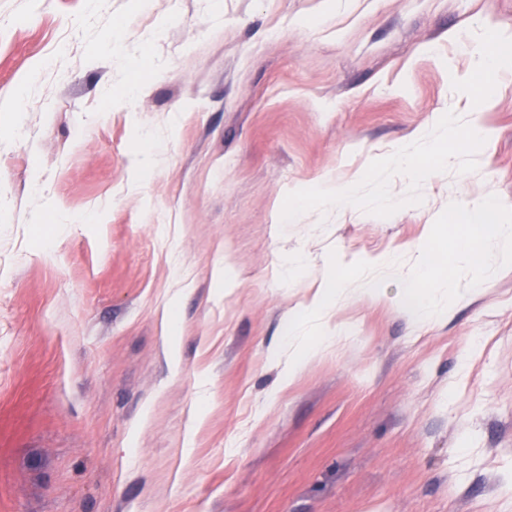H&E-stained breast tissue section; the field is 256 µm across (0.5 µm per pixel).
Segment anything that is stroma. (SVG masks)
I'll use <instances>...</instances> for the list:
<instances>
[{"label": "stroma", "mask_w": 512, "mask_h": 512, "mask_svg": "<svg viewBox=\"0 0 512 512\" xmlns=\"http://www.w3.org/2000/svg\"><path fill=\"white\" fill-rule=\"evenodd\" d=\"M504 30L512 0H0V512H512L505 244L480 290L421 283L430 324L396 304L465 204L512 225V70L457 82ZM331 270L380 300L293 322ZM321 194L330 204L348 205L354 202V198L347 186L334 179L323 181Z\"/></svg>", "instance_id": "1"}]
</instances>
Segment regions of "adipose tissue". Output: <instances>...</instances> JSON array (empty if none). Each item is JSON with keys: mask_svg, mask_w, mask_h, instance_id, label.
I'll return each instance as SVG.
<instances>
[{"mask_svg": "<svg viewBox=\"0 0 512 512\" xmlns=\"http://www.w3.org/2000/svg\"><path fill=\"white\" fill-rule=\"evenodd\" d=\"M500 201L486 197L468 207L458 216L457 221L469 229L470 234L463 242V251L472 266H480L488 246L497 240H512V225L501 223Z\"/></svg>", "mask_w": 512, "mask_h": 512, "instance_id": "1", "label": "adipose tissue"}]
</instances>
